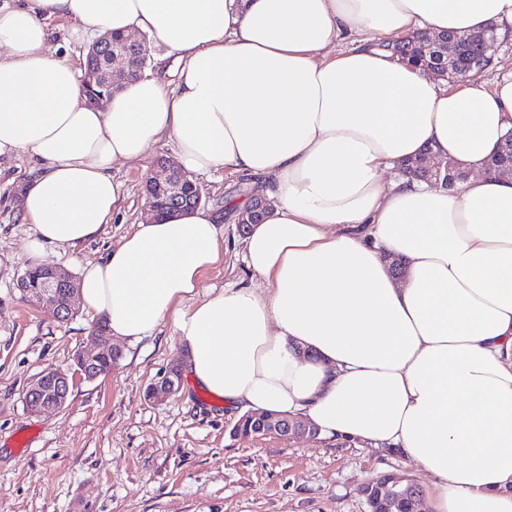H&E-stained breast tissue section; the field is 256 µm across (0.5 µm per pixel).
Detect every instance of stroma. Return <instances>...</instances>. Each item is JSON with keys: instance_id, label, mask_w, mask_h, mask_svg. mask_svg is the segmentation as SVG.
<instances>
[{"instance_id": "stroma-1", "label": "stroma", "mask_w": 512, "mask_h": 512, "mask_svg": "<svg viewBox=\"0 0 512 512\" xmlns=\"http://www.w3.org/2000/svg\"><path fill=\"white\" fill-rule=\"evenodd\" d=\"M160 157L175 159L172 141L151 144L142 161L113 166L122 200L111 224L80 248L47 246L37 258L19 210L29 160H0V512H366L359 490L381 475L427 487L421 467L392 452L320 436L234 435L239 412L189 380L176 395L148 399L161 372L187 362L169 321L138 341L114 339L122 357L112 373L75 379L64 410L28 411L30 382L70 368L96 321L84 308L57 321L22 298L17 277L40 262L72 272L115 247L147 219L144 180ZM197 181L209 208L226 216L224 263L203 275L200 292L241 280L263 287L242 261L244 237L231 218L249 200V180L220 169Z\"/></svg>"}]
</instances>
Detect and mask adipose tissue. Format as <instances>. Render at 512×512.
Here are the masks:
<instances>
[{
	"label": "adipose tissue",
	"mask_w": 512,
	"mask_h": 512,
	"mask_svg": "<svg viewBox=\"0 0 512 512\" xmlns=\"http://www.w3.org/2000/svg\"><path fill=\"white\" fill-rule=\"evenodd\" d=\"M54 18L75 42L147 35L174 86L88 104L48 51ZM417 30L503 34L512 0H0V157L31 162L36 254L95 238L120 208L113 166L162 139L186 170L273 186L242 252L266 291L199 295L224 262L199 208L82 264L84 307L132 341L172 321L196 388L227 407L415 461L431 512H512V175L485 172L512 136V75L435 81L389 48ZM426 148L461 172L453 188L384 181Z\"/></svg>",
	"instance_id": "adipose-tissue-1"
}]
</instances>
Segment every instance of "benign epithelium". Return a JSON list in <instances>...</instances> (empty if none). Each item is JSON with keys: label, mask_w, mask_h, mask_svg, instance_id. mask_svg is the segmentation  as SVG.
Here are the masks:
<instances>
[{"label": "benign epithelium", "mask_w": 512, "mask_h": 512, "mask_svg": "<svg viewBox=\"0 0 512 512\" xmlns=\"http://www.w3.org/2000/svg\"><path fill=\"white\" fill-rule=\"evenodd\" d=\"M130 40L137 48L133 53L127 49L112 48V36L107 34L98 38L89 49L91 62L84 68L83 83L86 87L104 85L108 88L115 83H104L102 77H113V74H104V70L111 69L113 62L122 58L126 61L127 69L122 74V79H129L130 75L140 76L147 65L148 50L145 49V40L134 35ZM428 42V36L417 39V60L419 66L427 73L437 77H451L445 69L447 62L460 57L463 42L454 36H448L444 49L435 51L429 58L422 59L423 45ZM492 39L481 36L477 53L470 68L458 74L460 78L474 77L492 62L488 54ZM419 177L440 184L445 188H452L455 182L461 178L455 168L450 165H440L432 162L430 156L424 158V171ZM194 183V179L184 169L174 165L170 161L160 158L155 161L145 179L144 190L146 193V207L150 215L159 216L157 203L163 201L178 202L184 196V190ZM17 286L24 297L36 304L46 305L52 308L54 317L67 320L77 314L78 287L75 277L66 269L43 264L41 269H28L17 280ZM107 330L98 326L90 332L85 345L74 358V374L87 380H95L102 375L112 372V369H104L101 366L103 359L120 358V352L106 342ZM183 385L182 369L176 365L169 367L148 389L147 396L152 400H159L177 394ZM72 378L63 370H47L40 373L29 385L25 392V404L32 413H42L49 410H61L67 402L71 392ZM254 423L253 436H276L280 439H289L299 436L314 437L316 429L306 420L299 417H288L256 412L249 415ZM400 478H393V488L389 490L387 508L396 507L401 512H417L416 507L420 495L411 494L412 488L402 491L398 485Z\"/></svg>", "instance_id": "1"}]
</instances>
